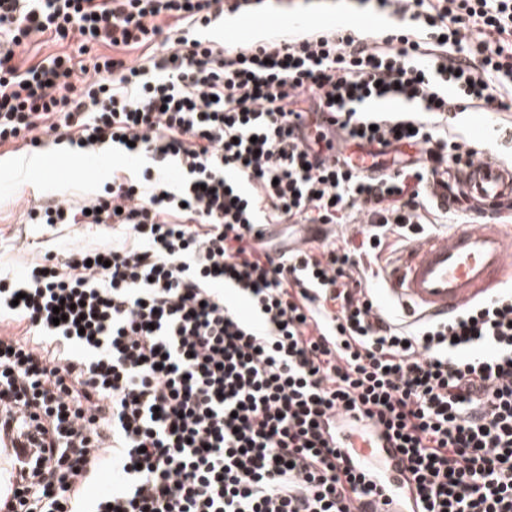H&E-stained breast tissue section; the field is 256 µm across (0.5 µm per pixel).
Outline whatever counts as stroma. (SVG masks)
<instances>
[{
	"mask_svg": "<svg viewBox=\"0 0 512 512\" xmlns=\"http://www.w3.org/2000/svg\"><path fill=\"white\" fill-rule=\"evenodd\" d=\"M300 29L315 30L340 23L358 26L375 33L390 26L383 13L354 8L345 10L322 0L320 7L291 18L279 9L269 8L253 16L237 19L234 27L216 30L217 39L230 46L243 44L261 31H284L291 23ZM452 133H464L497 158L512 163V112H489L471 109L460 116ZM4 162L0 163V271L22 275L40 253L63 252L108 243L112 231L108 228L89 229L63 224L48 230L26 221L29 194L37 197L67 199L82 202L90 194L111 182L113 177L131 178L146 164L144 158L123 152L105 151V166L89 168L83 155L68 152L66 147L49 145L38 149L18 148L14 144L0 146ZM33 156L40 157V166L16 170L15 162Z\"/></svg>",
	"mask_w": 512,
	"mask_h": 512,
	"instance_id": "obj_1",
	"label": "stroma"
}]
</instances>
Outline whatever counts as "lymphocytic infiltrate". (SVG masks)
Masks as SVG:
<instances>
[{"instance_id": "obj_1", "label": "lymphocytic infiltrate", "mask_w": 512, "mask_h": 512, "mask_svg": "<svg viewBox=\"0 0 512 512\" xmlns=\"http://www.w3.org/2000/svg\"><path fill=\"white\" fill-rule=\"evenodd\" d=\"M268 2L0 0V145L149 160L26 212L121 241L0 275L18 326L0 436L22 455L0 512H355L379 493L380 433L420 512H512V289L403 324L360 278L390 233H425L440 171L478 157L452 120L512 112V0H375L396 19L376 34L211 37ZM36 37L79 49L20 67ZM391 101L405 111L367 109ZM353 145L392 168L358 171ZM269 224L360 230L316 253ZM105 469L110 494L87 499Z\"/></svg>"}]
</instances>
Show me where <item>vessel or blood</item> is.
Segmentation results:
<instances>
[{"mask_svg": "<svg viewBox=\"0 0 512 512\" xmlns=\"http://www.w3.org/2000/svg\"><path fill=\"white\" fill-rule=\"evenodd\" d=\"M436 185L443 208L464 194L478 210L512 206V165L493 157L477 159ZM512 274V234L497 224H464L452 232L413 244L392 263L384 295L418 318H448Z\"/></svg>", "mask_w": 512, "mask_h": 512, "instance_id": "1", "label": "vessel or blood"}]
</instances>
